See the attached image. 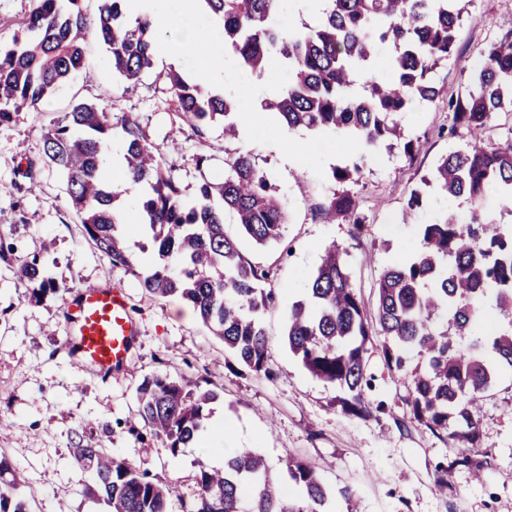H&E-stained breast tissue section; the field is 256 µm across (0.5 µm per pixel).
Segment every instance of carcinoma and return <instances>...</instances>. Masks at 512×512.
I'll return each instance as SVG.
<instances>
[{"instance_id": "obj_1", "label": "carcinoma", "mask_w": 512, "mask_h": 512, "mask_svg": "<svg viewBox=\"0 0 512 512\" xmlns=\"http://www.w3.org/2000/svg\"><path fill=\"white\" fill-rule=\"evenodd\" d=\"M83 0H36L21 22V36L0 46V123L85 71L84 43L91 35L108 49L112 70L136 86L152 68L156 26L147 16L130 21L126 0H100L89 15ZM224 27V47L256 74L271 58L288 71V84L262 109L277 116L288 131L334 132L355 142L354 159L331 168L333 182L357 184L373 152L399 141L397 114L414 102H431L438 91L430 80L437 65L452 55L463 7L460 0H323L314 27L283 31L276 22L280 0H202ZM392 49L388 74L371 79L360 94L352 93L358 74L371 69L381 46ZM171 105L183 124L199 133L224 124V137L236 135L233 99L189 82L176 71L165 76ZM452 128H463L469 140L441 157L426 187L474 207L467 221L453 212L444 220L418 225V246L404 262L382 273L374 315L367 314L350 281L344 255L333 244L310 276L303 297L288 309L286 340L304 368L320 380L343 389L341 410L352 416L383 412L366 389L367 344L372 334L385 337L380 353L389 370L406 369L407 353L422 355L428 368L412 375L409 405L415 421L431 430L451 431L462 442L442 472L470 471L494 463L478 456V419L470 411L497 379L512 369V227L495 222L480 207L486 191L497 189L512 202V140L487 147L483 135L494 113L512 112V27L486 49L467 93L450 101ZM124 148L125 168L145 186L139 207L115 205L121 195L112 175L105 174L112 139ZM46 162L64 177L71 207L88 237L115 266L132 267L117 226L138 222L154 231L163 266L138 275L140 287L159 299L177 296L193 307L201 322L224 342L241 371L271 374V337L261 317L274 301L262 287L270 271L246 260L224 233V213L234 215L243 232L260 245L280 241L286 210L249 153L224 159V177L202 180L196 197H183L159 149L140 121L112 108L81 102L43 134ZM425 191L415 189L403 221L415 223ZM350 190L332 193L315 207L316 215L334 223L344 218L358 237L362 218ZM19 278L34 285L42 299L57 284L40 260L17 264ZM493 301L498 326L485 331L480 305ZM448 316L440 328L437 320ZM470 337L468 346L457 341ZM218 398L213 389L191 386L156 374L137 388V407L130 429L140 442L159 440L171 454L194 441L205 428L207 408ZM70 455L90 473L83 494L104 501L110 512H172L168 485L149 478L132 461L98 442H84L75 432ZM288 480L301 487V498H285L263 458L250 449L224 456V468L201 462L196 489L186 512H324L329 493L317 470L290 457ZM25 475L0 454V512H30Z\"/></svg>"}]
</instances>
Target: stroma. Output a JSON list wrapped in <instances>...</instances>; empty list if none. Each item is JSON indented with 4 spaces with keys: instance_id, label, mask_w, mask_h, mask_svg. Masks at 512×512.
<instances>
[{
    "instance_id": "35a3bbf8",
    "label": "stroma",
    "mask_w": 512,
    "mask_h": 512,
    "mask_svg": "<svg viewBox=\"0 0 512 512\" xmlns=\"http://www.w3.org/2000/svg\"><path fill=\"white\" fill-rule=\"evenodd\" d=\"M509 18L512 0H468L454 54L433 73L438 96L400 116L405 139L419 144L414 158L379 148L354 187L364 219L356 239L349 223L327 224L314 212L335 190L328 178L331 167L347 164L355 143L330 132H287L269 120L253 126L249 136L232 139L219 125L201 135L180 126L170 110L164 75L175 70L192 77L197 58L190 54L174 65L155 56L152 69L131 90L113 73L105 45L87 37V71L38 109L14 113L10 123L0 124V234L16 255H40L60 286L58 293L34 301L31 284L0 261V451L26 471L31 512H108L106 505L82 495L89 475L74 465L68 451L79 428L114 455L135 460L151 478L171 484L173 510L181 512L195 489L197 462L209 460V453L194 444L176 456L158 441L141 445L126 425L136 410L138 384L159 373L221 388L220 398L209 406L206 435L221 438L225 450L251 448L262 454L270 476L284 482L290 496L301 494L286 480L285 461L292 455L317 466L334 494V512H512L511 370L500 374L477 409L479 444L493 455V466L477 478L464 469L442 475L437 465L457 442L414 421L407 404L410 379L385 367L382 337H374L366 354L372 384L367 396L386 402L389 411L367 417L344 414L338 404L341 390L313 377L282 339L288 307L328 245L346 250L351 283L371 311L379 276L416 244L417 224L437 222L450 209L466 217L464 199L432 191L417 224L402 221L422 177L439 157L466 142L465 131L451 129L448 100L468 87L484 49L504 35ZM266 87L265 77L226 56L223 93L238 98L241 112L265 100ZM81 100L108 102L114 113L135 115L172 165L186 197H194L201 180L196 165L201 155L210 159V176L219 177L227 155L251 152L276 187L288 213L278 245L259 246L241 234L232 217L224 219V231L242 255L271 271L267 286L277 301L263 322L271 337L272 377L230 370L223 342L197 318L184 317L183 301L157 300L140 287L138 273L161 263L151 232L119 227L132 261L128 268L112 265L89 240L69 205L62 175L42 151L44 129ZM95 283L124 290L140 328L125 369L108 381L76 371L63 348L69 290ZM346 486L354 491L349 501L339 494Z\"/></svg>"
}]
</instances>
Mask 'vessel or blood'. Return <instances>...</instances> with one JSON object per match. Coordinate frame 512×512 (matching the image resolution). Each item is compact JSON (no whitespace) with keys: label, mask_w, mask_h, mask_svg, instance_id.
<instances>
[{"label":"vessel or blood","mask_w":512,"mask_h":512,"mask_svg":"<svg viewBox=\"0 0 512 512\" xmlns=\"http://www.w3.org/2000/svg\"><path fill=\"white\" fill-rule=\"evenodd\" d=\"M66 323L65 346L72 361L103 378L124 366L139 334L126 293L97 284L74 292Z\"/></svg>","instance_id":"vessel-or-blood-1"}]
</instances>
